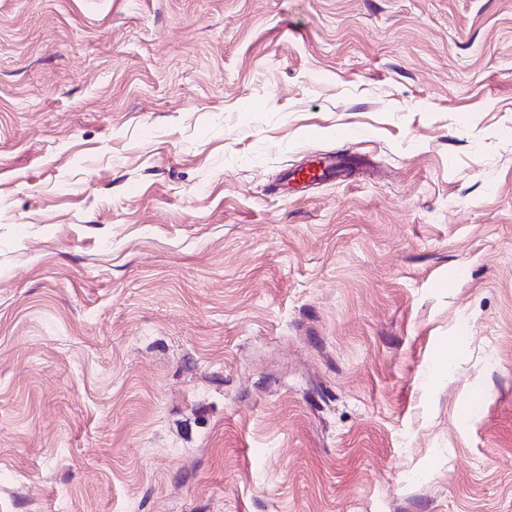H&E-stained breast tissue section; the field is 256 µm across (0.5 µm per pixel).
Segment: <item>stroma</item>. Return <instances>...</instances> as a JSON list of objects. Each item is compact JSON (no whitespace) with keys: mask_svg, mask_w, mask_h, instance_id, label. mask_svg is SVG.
Listing matches in <instances>:
<instances>
[{"mask_svg":"<svg viewBox=\"0 0 512 512\" xmlns=\"http://www.w3.org/2000/svg\"><path fill=\"white\" fill-rule=\"evenodd\" d=\"M0 512H512V0H0ZM323 165L318 168L317 171L308 169H302L298 173L294 174V181L299 185H305L306 183L313 182L316 180L322 179L326 174L333 173L337 171V167L339 163H336V156L331 155L328 157L322 158Z\"/></svg>","mask_w":512,"mask_h":512,"instance_id":"35a3bbf8","label":"stroma"}]
</instances>
